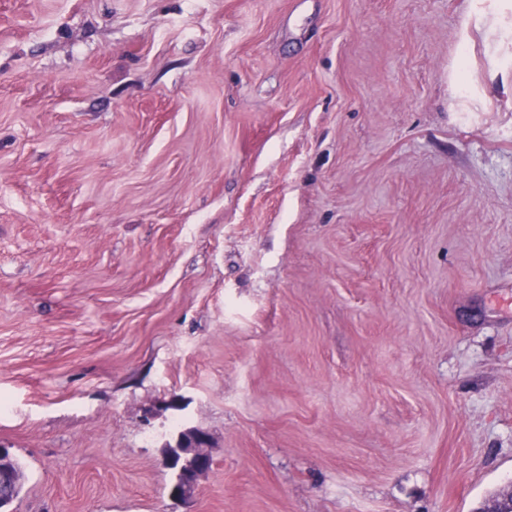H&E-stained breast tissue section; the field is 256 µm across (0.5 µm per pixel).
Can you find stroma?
Returning a JSON list of instances; mask_svg holds the SVG:
<instances>
[{
  "label": "stroma",
  "mask_w": 512,
  "mask_h": 512,
  "mask_svg": "<svg viewBox=\"0 0 512 512\" xmlns=\"http://www.w3.org/2000/svg\"><path fill=\"white\" fill-rule=\"evenodd\" d=\"M512 0H0L11 512H479L512 482ZM210 438L169 495L174 424Z\"/></svg>",
  "instance_id": "stroma-1"
}]
</instances>
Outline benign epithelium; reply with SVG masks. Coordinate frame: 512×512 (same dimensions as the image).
<instances>
[{"mask_svg":"<svg viewBox=\"0 0 512 512\" xmlns=\"http://www.w3.org/2000/svg\"><path fill=\"white\" fill-rule=\"evenodd\" d=\"M208 445V434L199 428L188 427L177 433L173 448L165 452L166 465L175 474L170 491L172 498L184 500L194 493L197 477L211 466V458L205 451ZM482 512H512V483Z\"/></svg>","mask_w":512,"mask_h":512,"instance_id":"benign-epithelium-1","label":"benign epithelium"}]
</instances>
